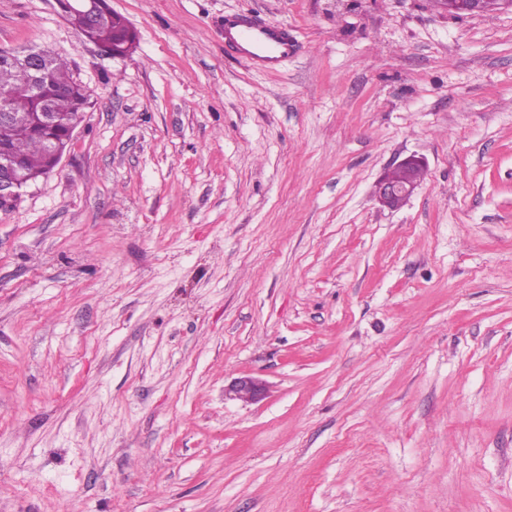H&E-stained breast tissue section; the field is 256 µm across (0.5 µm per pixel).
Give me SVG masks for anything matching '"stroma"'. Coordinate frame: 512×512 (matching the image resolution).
I'll return each instance as SVG.
<instances>
[{"label":"stroma","mask_w":512,"mask_h":512,"mask_svg":"<svg viewBox=\"0 0 512 512\" xmlns=\"http://www.w3.org/2000/svg\"><path fill=\"white\" fill-rule=\"evenodd\" d=\"M110 3L121 58L0 0L93 92L0 213V512H512V9ZM242 10L300 54L226 56ZM398 166H409V167H424V163L421 159L410 156L407 157L394 165L393 168ZM424 173V168L422 169ZM391 176L395 179H392ZM391 176L389 175V171H387L378 181L377 189H376V198L378 203L382 207L391 208L397 207L401 201L396 203L400 199H406L410 197L416 188L419 186L422 177H418L417 180L408 179L404 180L406 177V172L404 169L395 168L391 171ZM397 180V181H396ZM404 180V181H402ZM396 203L395 206H393ZM228 393L234 399L244 403H254L265 397L266 384L252 376L235 378L228 387Z\"/></svg>","instance_id":"obj_1"}]
</instances>
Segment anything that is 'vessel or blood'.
<instances>
[{
	"label": "vessel or blood",
	"instance_id": "obj_1",
	"mask_svg": "<svg viewBox=\"0 0 512 512\" xmlns=\"http://www.w3.org/2000/svg\"><path fill=\"white\" fill-rule=\"evenodd\" d=\"M223 32L226 54L258 71H277L300 51L298 37L288 28L248 11L225 14Z\"/></svg>",
	"mask_w": 512,
	"mask_h": 512
}]
</instances>
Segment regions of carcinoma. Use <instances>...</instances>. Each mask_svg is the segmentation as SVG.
Returning a JSON list of instances; mask_svg holds the SVG:
<instances>
[{"label": "carcinoma", "instance_id": "1", "mask_svg": "<svg viewBox=\"0 0 512 512\" xmlns=\"http://www.w3.org/2000/svg\"><path fill=\"white\" fill-rule=\"evenodd\" d=\"M103 7L99 20L89 30L82 28L74 18L69 24L87 41L98 46L122 48L128 52L135 48L130 38V21L112 9L108 0H101ZM49 59L48 82L36 92L19 89L15 70L0 65V108L13 112H52L61 128L57 138L64 136L70 124L78 126L84 120L91 104L92 91L74 77L70 62L58 53L41 51ZM8 145L21 166V173L30 182L43 177L49 165L50 146L36 131L17 125L0 123V144Z\"/></svg>", "mask_w": 512, "mask_h": 512}]
</instances>
